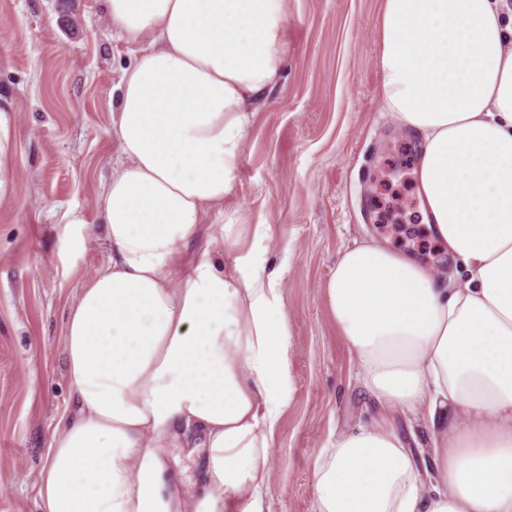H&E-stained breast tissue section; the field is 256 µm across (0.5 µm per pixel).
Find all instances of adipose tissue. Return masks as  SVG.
<instances>
[{
  "label": "adipose tissue",
  "mask_w": 512,
  "mask_h": 512,
  "mask_svg": "<svg viewBox=\"0 0 512 512\" xmlns=\"http://www.w3.org/2000/svg\"><path fill=\"white\" fill-rule=\"evenodd\" d=\"M101 9L136 51L97 198L111 253L64 324L74 411L40 512H263L294 398L281 281L240 214L188 246L234 192L293 0ZM379 66L382 111L417 138L419 231L459 267L368 234L341 250L322 293L376 413L320 450L313 512H512V0H384ZM394 411L424 419V463ZM170 448L203 451L193 496Z\"/></svg>",
  "instance_id": "1"
}]
</instances>
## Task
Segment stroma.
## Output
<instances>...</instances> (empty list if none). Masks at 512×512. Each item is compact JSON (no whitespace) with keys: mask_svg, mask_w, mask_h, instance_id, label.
Returning <instances> with one entry per match:
<instances>
[{"mask_svg":"<svg viewBox=\"0 0 512 512\" xmlns=\"http://www.w3.org/2000/svg\"><path fill=\"white\" fill-rule=\"evenodd\" d=\"M381 4L296 0L283 82L254 116L225 205L268 226L267 266L282 275L292 327L295 396L271 450L265 512H313L320 449L374 411L321 285L363 233L408 243L401 230L418 205L415 144L380 109ZM133 57L98 0H0L14 173L0 202V512H38L37 471L73 410L64 320L110 254L96 198L118 158V84ZM70 212L85 221V245Z\"/></svg>","mask_w":512,"mask_h":512,"instance_id":"35a3bbf8","label":"stroma"}]
</instances>
